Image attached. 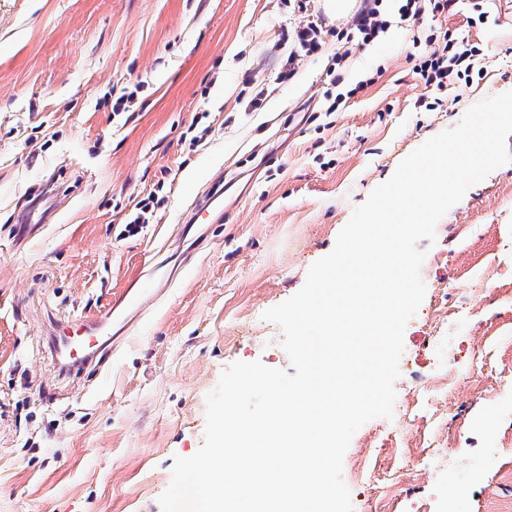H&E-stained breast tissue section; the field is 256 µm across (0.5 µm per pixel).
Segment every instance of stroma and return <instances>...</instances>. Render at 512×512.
Instances as JSON below:
<instances>
[{"label": "stroma", "instance_id": "stroma-1", "mask_svg": "<svg viewBox=\"0 0 512 512\" xmlns=\"http://www.w3.org/2000/svg\"><path fill=\"white\" fill-rule=\"evenodd\" d=\"M325 0H0V512H161L175 457L204 442L206 400L233 362L292 372L283 328L263 319L304 285L356 206L472 105L512 91V0H457L348 48L352 17L322 27L320 54L278 73L282 33ZM476 50L443 103L413 72L431 37ZM350 49L344 63L336 53ZM368 81L356 91L359 81ZM346 99L337 112L328 106ZM134 98L131 111L112 105ZM224 216L183 226L216 174ZM138 234L126 230L144 198ZM425 296L404 332L393 410L414 408L445 455L419 439L384 445L379 417L352 436L343 480L353 508L386 512L363 449L398 467L401 512H512V163L470 187L421 240ZM167 287L100 372L59 380L44 342L56 322L102 312L149 258ZM470 367L448 415L418 406L409 373L437 356L434 319Z\"/></svg>", "mask_w": 512, "mask_h": 512}]
</instances>
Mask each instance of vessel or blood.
<instances>
[{
    "mask_svg": "<svg viewBox=\"0 0 512 512\" xmlns=\"http://www.w3.org/2000/svg\"><path fill=\"white\" fill-rule=\"evenodd\" d=\"M159 294L158 286L146 279L137 288L120 292L114 303L138 312ZM111 322L112 314L107 311L70 325H55L51 336L55 363L75 370L90 365L97 357L111 354L121 342L120 337L108 335L107 327Z\"/></svg>",
    "mask_w": 512,
    "mask_h": 512,
    "instance_id": "vessel-or-blood-1",
    "label": "vessel or blood"
}]
</instances>
